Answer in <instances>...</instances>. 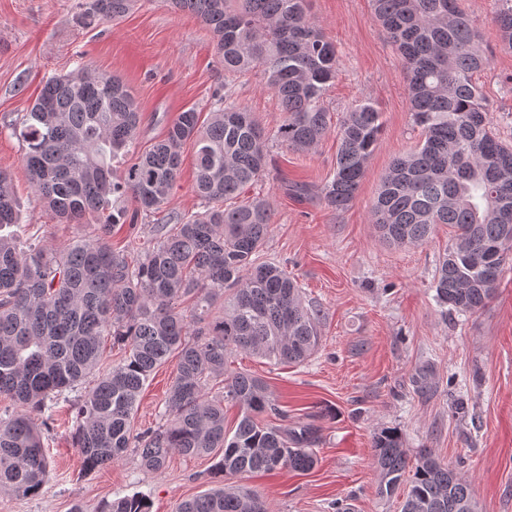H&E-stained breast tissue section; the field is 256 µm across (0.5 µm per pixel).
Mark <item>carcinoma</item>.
Returning a JSON list of instances; mask_svg holds the SVG:
<instances>
[{"instance_id":"obj_1","label":"carcinoma","mask_w":512,"mask_h":512,"mask_svg":"<svg viewBox=\"0 0 512 512\" xmlns=\"http://www.w3.org/2000/svg\"><path fill=\"white\" fill-rule=\"evenodd\" d=\"M133 0H86L78 16L89 26L125 16ZM209 30L224 75L254 74L281 101L269 131L230 88L215 94L206 122L191 107L163 139L139 153L141 113L124 81L86 65L48 77L27 111L7 128L22 141V163L46 214L65 224L95 223V233L64 249L20 250L0 234V396L16 411L0 419V491L40 492L48 474L37 416L65 392L99 372L77 400L76 447L87 471L136 450L146 472L163 469L174 452H220L217 486L183 500L175 512H270L267 501L224 479L288 467L312 470L318 427L285 424L259 378L228 370L249 353L302 364L319 349L318 312L279 266L259 260L273 214L245 187L266 173L269 142L308 151L331 132L323 97L340 65L336 46L309 14L308 0H169ZM375 20L402 59L410 112L421 128L417 147L395 157L371 207L380 236L393 246L425 243L436 224L454 229L434 279L441 306L474 313L494 294L512 258V145L493 132L490 107L473 81L488 59L458 0H370ZM493 23L512 50V0H496ZM382 132L381 113L360 102L345 112L332 174L319 190L336 211L355 199ZM192 144L196 193L204 209L172 213L152 225L154 245L137 261L112 250V229L127 220L123 201L154 213L167 205ZM18 223L12 178L0 170V228ZM125 347L102 371V337ZM177 374L164 422L139 431L134 412L151 374L170 356ZM241 414L224 428V403ZM274 416L281 424L263 423ZM378 492L407 486L402 512H479L470 483L435 453L410 459L402 433H374ZM107 512H150L138 495Z\"/></svg>"}]
</instances>
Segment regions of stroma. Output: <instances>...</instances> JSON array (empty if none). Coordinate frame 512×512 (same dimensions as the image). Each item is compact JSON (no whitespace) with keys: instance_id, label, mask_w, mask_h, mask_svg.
<instances>
[{"instance_id":"35a3bbf8","label":"stroma","mask_w":512,"mask_h":512,"mask_svg":"<svg viewBox=\"0 0 512 512\" xmlns=\"http://www.w3.org/2000/svg\"><path fill=\"white\" fill-rule=\"evenodd\" d=\"M82 0H0V169L13 177L21 217L10 234L20 249L64 247L92 235L93 225L60 224L44 214L22 164L19 140L5 125L26 111L46 77L89 64L120 76L137 98L142 122L138 151L161 140L184 109L208 113L214 94L231 87L255 119L273 127L279 100L255 76L225 82L210 34L192 14L172 11L167 0H136L126 16L97 27L77 24ZM489 57L476 74L491 108L490 119L512 143V51L501 47L492 22L495 0H460ZM312 17L336 45L339 74L324 97L333 116L358 101L382 114L383 132L356 198L340 212L328 209L317 190L332 173L337 141L328 135L311 151L271 146L273 162L245 196L270 204L274 225L260 253L297 281L306 305L318 309L321 346L308 362L289 366L249 354L231 357V369L263 379L289 421L320 427L318 463L301 474L288 469L249 477L248 485L272 512H334L344 500L350 512H402L404 490L380 497L372 460V437L398 428L409 450L433 449L469 480L480 512H512V260L504 266L493 297L478 312L444 313L433 287L438 260L451 230L438 225L429 240L398 248L383 241L370 207L394 157L420 140L409 111L407 78L369 0H310ZM192 146L169 204L136 225L117 226L113 249L130 236L152 248L151 227L170 213L200 211L194 191ZM310 189L297 198L288 185ZM176 358L156 369L143 387L134 424L156 426L175 377ZM427 373L429 391L413 378ZM76 411L55 406L42 434L49 472L39 494L0 492V512H102L133 494L151 512H174L178 502L212 486L216 456L171 454L167 465L145 472L134 452L107 467L85 471L74 442Z\"/></svg>"}]
</instances>
